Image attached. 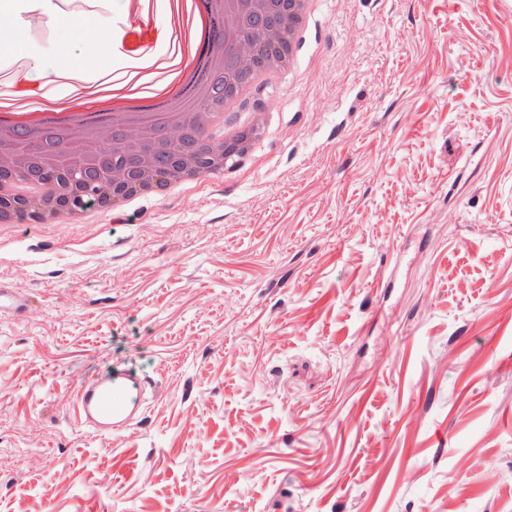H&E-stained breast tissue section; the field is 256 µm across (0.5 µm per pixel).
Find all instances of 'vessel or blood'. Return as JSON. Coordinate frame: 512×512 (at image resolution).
<instances>
[{"label": "vessel or blood", "instance_id": "obj_1", "mask_svg": "<svg viewBox=\"0 0 512 512\" xmlns=\"http://www.w3.org/2000/svg\"><path fill=\"white\" fill-rule=\"evenodd\" d=\"M32 305L30 297L0 287V313L22 314ZM149 392L150 383L143 374L118 364L80 382L73 417L79 428L95 435L126 434L142 420Z\"/></svg>", "mask_w": 512, "mask_h": 512}]
</instances>
